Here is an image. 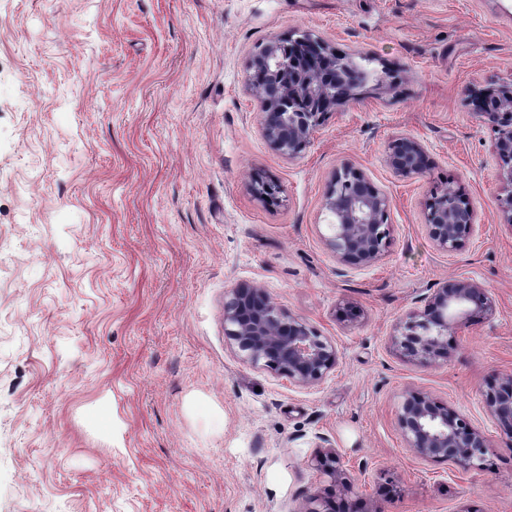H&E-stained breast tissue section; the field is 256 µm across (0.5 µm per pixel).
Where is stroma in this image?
<instances>
[{
    "instance_id": "35a3bbf8",
    "label": "stroma",
    "mask_w": 512,
    "mask_h": 512,
    "mask_svg": "<svg viewBox=\"0 0 512 512\" xmlns=\"http://www.w3.org/2000/svg\"><path fill=\"white\" fill-rule=\"evenodd\" d=\"M296 30L373 80L290 157L248 79L257 48ZM504 85L512 0H0V512H305L330 491L358 512H512V447L484 402L512 375V225L472 103ZM399 136L425 175L389 167ZM344 166L391 200L392 245L366 267L325 244ZM448 183L477 215L452 255L423 217ZM455 278L494 311L447 362L402 359L396 322ZM244 282L335 344L321 383L239 359L224 301ZM411 390L485 433L490 468L407 448ZM321 446L351 489L315 466ZM425 152L412 137H399L389 144L387 162L402 177L422 176L426 173Z\"/></svg>"
}]
</instances>
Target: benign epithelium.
Here are the masks:
<instances>
[{
	"mask_svg": "<svg viewBox=\"0 0 512 512\" xmlns=\"http://www.w3.org/2000/svg\"><path fill=\"white\" fill-rule=\"evenodd\" d=\"M252 71L281 74L287 69L282 40H273L253 55ZM250 90L263 100L276 91L290 99H327V107L355 98L354 88L326 97L318 78L310 73L297 81L262 86L250 80ZM497 112H485L495 127L494 153L506 195L499 206L512 224V89L496 96ZM324 112L290 113L279 117L263 112L260 124L266 139L277 151L295 156L311 143ZM387 162L402 177L426 173L425 152L413 137H399L389 144ZM323 206L334 217L328 248L346 265L367 266L378 261L391 244L392 225L387 219L389 197L378 191L359 170L342 167L332 175L323 196ZM425 228L436 248L448 254L462 251L474 229L476 214L463 194L446 188L432 192L424 210ZM494 299L487 289L460 278L434 289L423 308L409 312L397 322L391 343L403 359L424 366L448 361L453 341L448 336L465 329L476 319L492 313ZM224 335L237 349L241 360L283 376L294 385L319 384L338 364V350L304 319L274 302L257 284L241 283L224 302ZM486 405L498 427L512 445V377L488 383ZM399 432L407 447L419 457L445 461L462 471L489 467L487 436L464 415L427 393L406 394L397 413ZM318 468L344 488L351 481L338 453L328 449L315 457ZM305 512H354L346 503L330 496H315Z\"/></svg>",
	"mask_w": 512,
	"mask_h": 512,
	"instance_id": "7a95c632",
	"label": "benign epithelium"
}]
</instances>
